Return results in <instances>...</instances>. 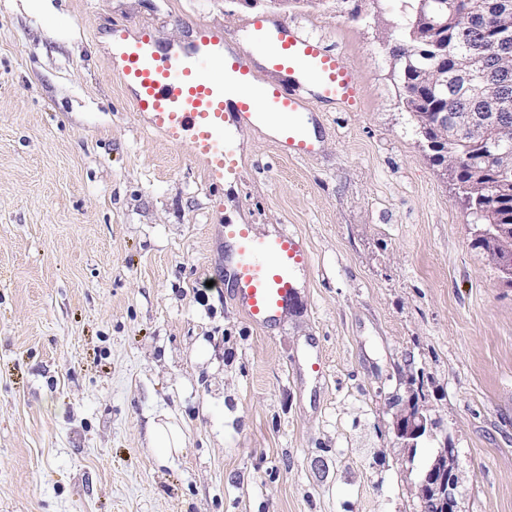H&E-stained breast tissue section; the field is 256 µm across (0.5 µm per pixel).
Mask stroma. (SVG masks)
I'll return each mask as SVG.
<instances>
[{
	"mask_svg": "<svg viewBox=\"0 0 512 512\" xmlns=\"http://www.w3.org/2000/svg\"><path fill=\"white\" fill-rule=\"evenodd\" d=\"M27 3L0 0V512H421L437 443L398 447L391 405L411 373L459 450L458 512H512V288L399 95L404 0ZM255 15L340 51L360 97L317 106L312 158L239 131L217 189L105 51L116 24L172 44ZM224 219L310 249L273 333L220 279ZM153 422L149 429V438L153 448H157L161 456H169L176 448L181 447L182 436L179 427L170 422L171 419Z\"/></svg>",
	"mask_w": 512,
	"mask_h": 512,
	"instance_id": "stroma-1",
	"label": "stroma"
}]
</instances>
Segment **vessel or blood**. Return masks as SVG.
I'll return each instance as SVG.
<instances>
[{"label":"vessel or blood","mask_w":512,"mask_h":512,"mask_svg":"<svg viewBox=\"0 0 512 512\" xmlns=\"http://www.w3.org/2000/svg\"><path fill=\"white\" fill-rule=\"evenodd\" d=\"M244 36L199 23L190 42L161 47L149 26L113 27L106 59L128 89L133 112L174 147H189L207 182L240 179L241 129L270 132L289 157L317 152L305 97L355 105L358 90L340 53L267 17L243 24ZM310 253L293 232L224 226V280L252 324L275 328L294 307L297 276Z\"/></svg>","instance_id":"1"}]
</instances>
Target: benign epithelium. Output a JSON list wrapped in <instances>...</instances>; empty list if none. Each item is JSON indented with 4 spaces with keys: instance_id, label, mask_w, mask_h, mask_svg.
Listing matches in <instances>:
<instances>
[{
    "instance_id": "obj_1",
    "label": "benign epithelium",
    "mask_w": 512,
    "mask_h": 512,
    "mask_svg": "<svg viewBox=\"0 0 512 512\" xmlns=\"http://www.w3.org/2000/svg\"><path fill=\"white\" fill-rule=\"evenodd\" d=\"M483 33L499 32L503 19L495 14L479 18ZM448 27L447 0H420L411 39L431 44L429 35ZM395 62L404 63L405 104L417 122L418 131L433 161L464 183V201L472 214L490 218L474 225L471 244L481 249L503 285L512 288V217L502 212L512 207V129L502 125L500 112L505 85L512 69L488 77L490 63L448 54V47L430 53L402 44L393 51ZM453 81L459 104L448 110V81ZM481 103L489 108L479 112ZM473 141L482 158H462L451 145ZM394 435L402 448L414 450L424 439L439 440L435 455L418 483L422 512H457L458 449L450 438H438L439 422L432 418L421 392L408 387L393 399Z\"/></svg>"
}]
</instances>
